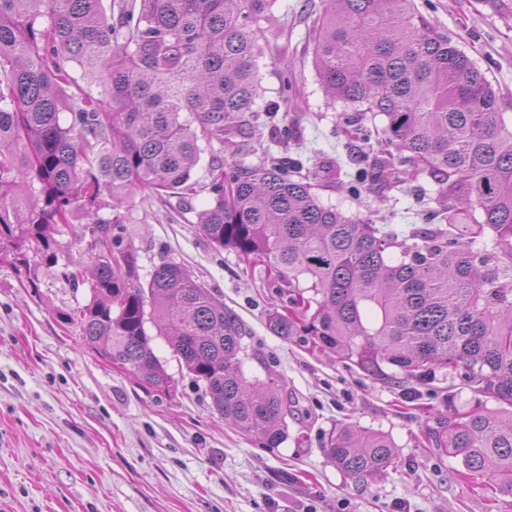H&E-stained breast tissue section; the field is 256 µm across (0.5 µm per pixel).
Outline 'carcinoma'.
<instances>
[{
	"mask_svg": "<svg viewBox=\"0 0 512 512\" xmlns=\"http://www.w3.org/2000/svg\"><path fill=\"white\" fill-rule=\"evenodd\" d=\"M273 2L118 0L108 12L102 0H0V236L46 249L82 211L83 233L103 234L89 253L94 299L77 316L85 343L167 395L151 324L226 421L276 448L292 402L274 375L245 376L236 315L174 261L139 283L125 224L99 216L105 192L115 208L134 189L159 199L201 190L210 246L265 264L288 288L290 307L267 314L274 335L298 336L382 383L443 372L498 403L439 413L427 441L460 458L466 475L512 492V115L414 0H321L310 40L326 94L384 118L380 128L354 125L369 150L342 189L424 175L437 186L433 224L409 244L346 215L288 155L226 174L224 138L245 136V117L278 112L290 97L284 60L278 100L259 103L268 39L258 20ZM205 151L201 183L193 170ZM21 192L36 203L9 210ZM327 450L352 478H384L395 456L388 435L352 424L331 433Z\"/></svg>",
	"mask_w": 512,
	"mask_h": 512,
	"instance_id": "1",
	"label": "carcinoma"
}]
</instances>
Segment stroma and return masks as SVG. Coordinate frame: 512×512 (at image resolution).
Listing matches in <instances>:
<instances>
[{
  "mask_svg": "<svg viewBox=\"0 0 512 512\" xmlns=\"http://www.w3.org/2000/svg\"><path fill=\"white\" fill-rule=\"evenodd\" d=\"M416 3L512 113V15L490 0ZM260 25L272 33L260 60L263 97H278L283 46L292 95L287 110L261 118L251 137L225 144V163L298 156L304 173L331 176L332 186L320 191L324 203L406 236L423 226L437 206L425 178L382 194L368 185L341 191L358 161L344 133L352 109L329 103L306 52L307 0H275ZM284 125L287 142L273 141L274 127ZM207 206L203 193L162 202L137 191L100 214L126 224L140 283L172 260L237 314L246 375L273 373L294 403L287 439L264 448L226 422L163 338L152 346L173 379L167 396L146 393L85 344L76 316L93 300L91 284L62 275L89 262L78 212L58 226L48 251L0 240V512H512L511 494L488 501L476 482L461 478L460 458L425 440L446 394L461 409L475 405L473 393L446 379L415 392L388 385L311 352L299 338L275 336L266 316L286 297L264 265L212 249L198 224ZM344 423L391 437L387 478L353 479L327 457V435Z\"/></svg>",
  "mask_w": 512,
  "mask_h": 512,
  "instance_id": "obj_1",
  "label": "stroma"
}]
</instances>
